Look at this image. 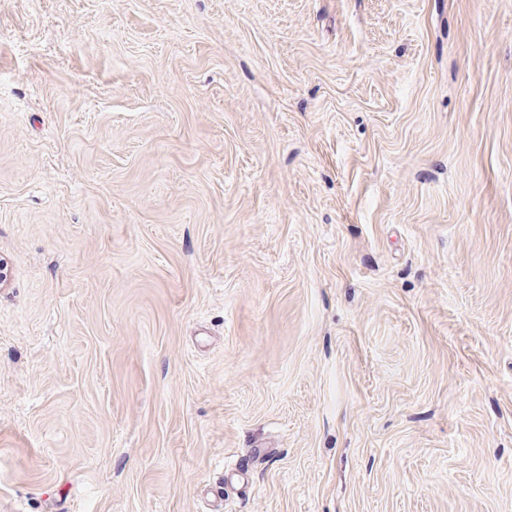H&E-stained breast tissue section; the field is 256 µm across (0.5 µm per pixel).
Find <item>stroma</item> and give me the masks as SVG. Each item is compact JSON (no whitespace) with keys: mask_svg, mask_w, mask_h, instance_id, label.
<instances>
[{"mask_svg":"<svg viewBox=\"0 0 512 512\" xmlns=\"http://www.w3.org/2000/svg\"><path fill=\"white\" fill-rule=\"evenodd\" d=\"M0 512H512V0H0Z\"/></svg>","mask_w":512,"mask_h":512,"instance_id":"35a3bbf8","label":"stroma"}]
</instances>
